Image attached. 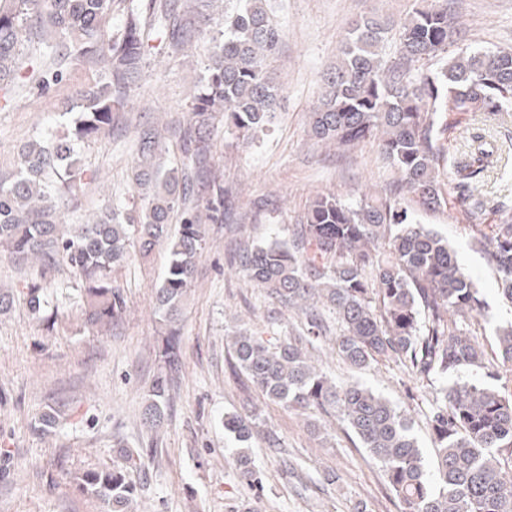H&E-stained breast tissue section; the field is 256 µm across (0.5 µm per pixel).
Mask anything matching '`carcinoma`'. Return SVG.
<instances>
[{
  "instance_id": "1",
  "label": "carcinoma",
  "mask_w": 512,
  "mask_h": 512,
  "mask_svg": "<svg viewBox=\"0 0 512 512\" xmlns=\"http://www.w3.org/2000/svg\"><path fill=\"white\" fill-rule=\"evenodd\" d=\"M115 0H3L0 3V102H9L21 79L41 93L70 80L73 66L96 69L98 80L76 92L69 119L48 135L24 143L15 170L0 176V248L40 260L41 276L60 265L81 281V319L91 328L112 325L125 309L112 272L133 253L144 259L169 240V263L155 290L167 327L143 411L144 425L159 428L170 409L169 380L181 370L179 330L196 261L207 245L206 225L224 223V180L215 169L213 132L218 117L247 136L266 128L282 99L269 61L280 54L282 34L266 0H239L231 17L215 16L214 0H138L112 28ZM161 41L177 53L211 35L212 51L194 81L185 125L174 128L183 158L166 157V138L139 132L130 179L142 195L138 210L109 209L92 224L57 233V213L78 208L82 185L93 174L77 146L112 130L129 92L147 65L153 21ZM461 33L447 0H416L395 24L363 16L350 26L341 54L324 76V93L309 120V135L350 149L379 139L397 171L395 189L351 204L320 195L290 243L277 239L247 249L240 271L286 308L310 297L335 315L336 348L352 368L396 360L420 378L443 380L484 368V350L462 320L484 311L472 278L439 233L409 212L410 204L437 211L446 204L440 166L462 192L461 212L485 250L499 290L512 302V214L500 217L492 235L481 228L480 175L491 163L486 134L464 162L446 159L438 145L444 112L512 111V51L457 46ZM437 64L429 70L425 65ZM29 308L45 306L41 287H27ZM308 328L272 343L247 331L233 337L235 367L268 400L291 410L334 413L379 466L402 512H512V395L477 378L435 391L428 423L435 459L427 466L410 422L388 399L358 382L338 383L315 368L308 348L328 332L324 320L305 312ZM502 366L512 372V324L497 330ZM55 408L43 412L34 431L52 433ZM258 413L224 416V429L240 448L232 463L260 482L248 453ZM121 463L69 474L82 493L109 512H129L136 493L130 472L153 449L118 442Z\"/></svg>"
}]
</instances>
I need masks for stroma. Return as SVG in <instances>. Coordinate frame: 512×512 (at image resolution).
Here are the masks:
<instances>
[{
	"instance_id": "1",
	"label": "stroma",
	"mask_w": 512,
	"mask_h": 512,
	"mask_svg": "<svg viewBox=\"0 0 512 512\" xmlns=\"http://www.w3.org/2000/svg\"><path fill=\"white\" fill-rule=\"evenodd\" d=\"M415 0H270L283 33V54L273 61L284 99L273 123L253 137L219 128L217 171L235 204L228 220L208 227V249L199 257L180 328L182 369L172 385L169 415L158 433L147 432L141 412L158 371L156 357L165 332L155 308L168 254L157 245L147 259L131 257L117 268L127 310L110 331L85 328L79 318L76 276L59 267L40 278L36 262L21 263L0 251V288L17 292L14 307L0 316V512H107L83 495L65 470L109 467L119 460L116 441L131 448L154 447L144 469L132 471L137 486L131 512H401L378 467L335 416L295 412L268 401L234 366L232 338L240 331L281 339L305 330L304 316L282 307L242 275L244 249L292 236L310 202L332 194L347 202L387 192L397 173L376 139L343 153L325 148L307 132L319 102L323 76L335 63L350 23L364 14L394 19L411 12ZM459 16L463 44L512 49V0H448ZM207 44L170 56L153 53L144 80L129 94L126 112L111 135L80 144L88 170L98 177L83 189L82 208L65 212L67 223L92 221L108 204L140 207L130 167L141 125L184 122L190 89L202 70ZM94 71L76 68L50 95L23 87L0 108V168L12 167L19 147L57 124L75 91ZM441 144L447 156L468 151L473 128L489 131L498 157L483 177V224L512 213V114L496 118L478 112H446ZM447 203L420 212L428 228L447 237L460 264L485 302L484 313L466 320L485 350L491 381L512 394V372L501 365L495 330L512 321V304L498 292L492 267L475 246L460 214L455 182L446 184ZM38 282L48 303L42 314L20 294ZM55 318L48 326L47 318ZM313 364L339 380L356 381L392 401L412 418L418 443L431 451L427 415L432 385L411 377L390 360L352 372L332 341L317 343ZM62 410L55 436L43 438L34 423L48 407ZM258 407L261 416L249 442L260 483L244 479L224 458L235 446L224 415ZM280 447H269L268 434Z\"/></svg>"
}]
</instances>
